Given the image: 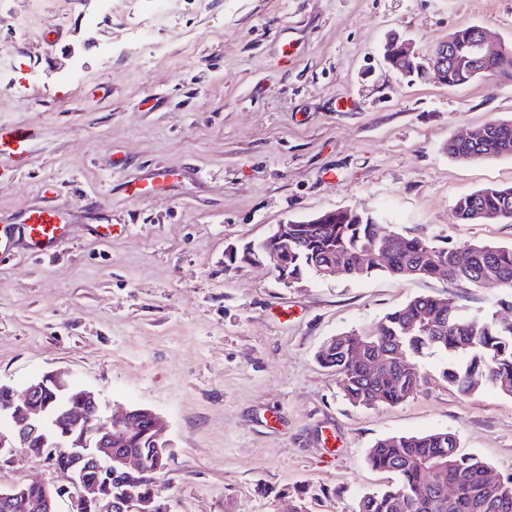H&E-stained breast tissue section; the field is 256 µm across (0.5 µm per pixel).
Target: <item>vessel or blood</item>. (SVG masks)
Wrapping results in <instances>:
<instances>
[{"instance_id":"1","label":"vessel or blood","mask_w":512,"mask_h":512,"mask_svg":"<svg viewBox=\"0 0 512 512\" xmlns=\"http://www.w3.org/2000/svg\"><path fill=\"white\" fill-rule=\"evenodd\" d=\"M37 133L33 128L20 125H0V169L21 167L33 152ZM166 171L155 169L144 182L129 183L125 193L134 199L147 197L149 189L164 188ZM63 211L56 205L34 209H21L0 219V256L22 245L29 250L49 254L64 234Z\"/></svg>"}]
</instances>
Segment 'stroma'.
Returning <instances> with one entry per match:
<instances>
[{
    "label": "stroma",
    "instance_id": "stroma-1",
    "mask_svg": "<svg viewBox=\"0 0 512 512\" xmlns=\"http://www.w3.org/2000/svg\"><path fill=\"white\" fill-rule=\"evenodd\" d=\"M0 16V123L38 133L27 170L0 176V213L51 188L69 215L53 258L0 261V384L61 370L161 414L171 512H355L394 481L368 448L432 431L512 478V398L459 392L432 356L414 396L355 406L316 358L418 295L512 322L511 289L382 273L288 287L226 259L345 207L439 246L512 247V221L454 212L462 193L512 185V155L445 150L512 119V80L449 88L382 61L392 32L423 57L468 24L512 46V0H165L154 18L145 0H0ZM49 23L62 43L42 40ZM157 166L175 172L165 191L129 199L124 184ZM102 223L111 243L87 231ZM33 481L66 479L17 447L0 488Z\"/></svg>",
    "mask_w": 512,
    "mask_h": 512
}]
</instances>
